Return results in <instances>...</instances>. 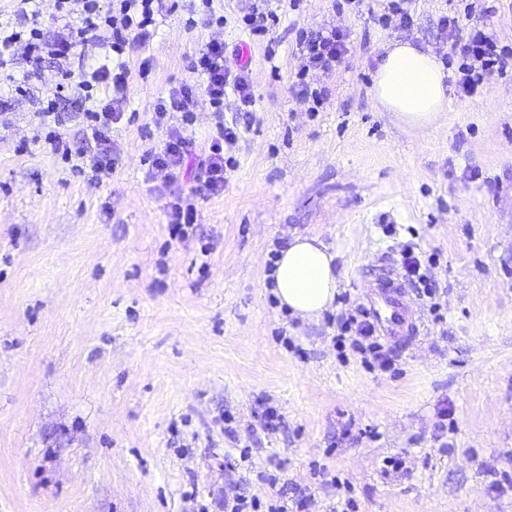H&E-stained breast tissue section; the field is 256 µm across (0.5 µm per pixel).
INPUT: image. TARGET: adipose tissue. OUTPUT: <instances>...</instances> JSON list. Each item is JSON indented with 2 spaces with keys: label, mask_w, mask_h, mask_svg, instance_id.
I'll use <instances>...</instances> for the list:
<instances>
[{
  "label": "adipose tissue",
  "mask_w": 512,
  "mask_h": 512,
  "mask_svg": "<svg viewBox=\"0 0 512 512\" xmlns=\"http://www.w3.org/2000/svg\"><path fill=\"white\" fill-rule=\"evenodd\" d=\"M373 80L377 106L414 126L431 124L448 105V72L431 52L408 41L384 47ZM336 254L318 237L298 235L281 249L271 273L273 292L292 315L313 320L330 309L338 292Z\"/></svg>",
  "instance_id": "adipose-tissue-1"
}]
</instances>
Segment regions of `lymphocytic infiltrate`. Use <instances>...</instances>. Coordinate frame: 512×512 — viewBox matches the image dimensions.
I'll use <instances>...</instances> for the list:
<instances>
[{
	"label": "lymphocytic infiltrate",
	"instance_id": "lymphocytic-infiltrate-1",
	"mask_svg": "<svg viewBox=\"0 0 512 512\" xmlns=\"http://www.w3.org/2000/svg\"><path fill=\"white\" fill-rule=\"evenodd\" d=\"M52 17L57 28L45 34L39 19L40 0H15L12 22L0 25V73L21 68L15 82L18 94L28 93L32 83L43 81L46 64L54 66V83L38 101V122L31 139L21 140L15 151L27 153L35 143L70 164L72 172L86 176L89 183L103 184L115 174L118 162L110 133L126 114L130 95L131 70L127 56L142 50L150 41L154 27L155 0H54ZM441 31L452 38L451 50L462 58L461 76L456 83L462 98L478 95L487 75L503 71L511 51L499 48L492 34L469 27L462 17L441 16ZM97 43L103 53L88 60L81 48ZM297 43L304 64L291 84L295 98L304 104L320 105L327 97L325 87L310 81L313 72L330 73L350 51L349 34L341 27L299 31ZM194 78L172 86L157 98L154 121L163 123L170 113L181 115L180 125L167 128L159 148L147 153L145 162L152 177L163 182L177 181L183 170L193 169L189 197L175 196L166 208L171 238L188 237L195 226L198 202L224 192V174L233 167L226 150L235 145L245 131L238 123H224V96L238 97L239 111L251 112L255 97L247 65L236 62L223 40L211 39L189 62ZM207 99L217 121L207 149H198L189 129L196 121L200 99ZM73 101L81 106L82 139L74 141L62 129L59 108ZM376 329L363 307L339 317L335 345L338 352L349 351L361 358L369 369L382 372L393 366V358L376 335ZM258 478L272 487L269 502L250 494L243 483H235L224 496V512H302L311 497L307 488L299 489L295 499L278 490L276 474L259 472Z\"/></svg>",
	"mask_w": 512,
	"mask_h": 512
}]
</instances>
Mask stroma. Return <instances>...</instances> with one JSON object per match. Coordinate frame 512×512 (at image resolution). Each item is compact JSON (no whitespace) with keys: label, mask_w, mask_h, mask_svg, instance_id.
Masks as SVG:
<instances>
[{"label":"stroma","mask_w":512,"mask_h":512,"mask_svg":"<svg viewBox=\"0 0 512 512\" xmlns=\"http://www.w3.org/2000/svg\"><path fill=\"white\" fill-rule=\"evenodd\" d=\"M335 3L281 0L270 57L240 22L251 0H214L224 27L191 31L161 0L149 47L129 59L137 118L113 129L121 161L101 185L42 147L15 154L32 134L27 100L0 119V512H224L227 480L267 497L256 474L273 462L292 486L316 485L321 467L339 479L307 512H512V68L476 99L449 91L425 128L372 99L389 41L430 50L455 81L438 17L472 5L512 46V7L416 0L402 30L378 22L390 0L351 15ZM332 26L350 29L351 51L314 73L331 95L312 115L289 92L296 33ZM215 37L249 51L252 128L223 194L176 242L164 203L190 183L153 186L142 158L164 137L155 100ZM297 233L336 253L342 301L315 321L282 310L270 285L272 252ZM408 245L433 260L434 297L406 287L417 335L384 339L390 374L340 360L336 315L399 273ZM260 398L284 417L275 432L252 415ZM245 447L251 463L228 469ZM388 457L403 469L383 474Z\"/></svg>","instance_id":"35a3bbf8"}]
</instances>
